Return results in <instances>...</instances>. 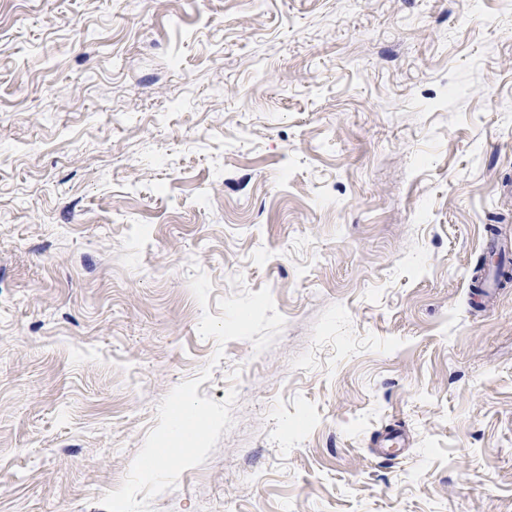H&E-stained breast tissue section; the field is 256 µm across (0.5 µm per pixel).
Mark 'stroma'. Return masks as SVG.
I'll list each match as a JSON object with an SVG mask.
<instances>
[{
    "label": "stroma",
    "instance_id": "obj_1",
    "mask_svg": "<svg viewBox=\"0 0 512 512\" xmlns=\"http://www.w3.org/2000/svg\"><path fill=\"white\" fill-rule=\"evenodd\" d=\"M496 231L512 0H0V512H105L207 366L233 423L152 512H512Z\"/></svg>",
    "mask_w": 512,
    "mask_h": 512
}]
</instances>
